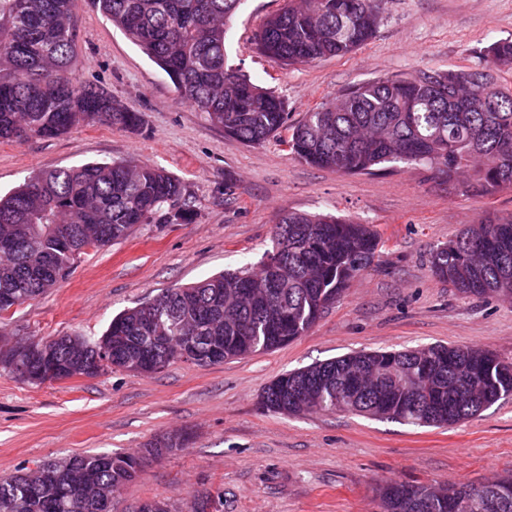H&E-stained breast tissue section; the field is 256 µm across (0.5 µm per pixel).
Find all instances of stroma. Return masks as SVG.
Masks as SVG:
<instances>
[{"mask_svg": "<svg viewBox=\"0 0 512 512\" xmlns=\"http://www.w3.org/2000/svg\"><path fill=\"white\" fill-rule=\"evenodd\" d=\"M287 4L245 0L233 21L229 65L276 91L289 112L280 136L246 145L197 112L88 0H73L76 77L143 112L144 124L0 142V193L55 168L126 161L177 178L195 217L145 224L86 252L58 288L0 317V336L97 339L126 308L257 263L288 212L370 225L381 240L373 264L305 335L273 351L37 386L0 370V477L72 454H135L176 431L184 445L145 461L113 495L112 512L151 500L171 512H382L377 489L390 480L480 485L512 474V396L442 428L344 411L283 415L259 404L281 374L354 351L441 344L512 359V299L459 294L430 269L436 246L465 228L512 219V188L485 194L401 163L349 176L299 161L286 144L306 112L354 84L480 66L486 47L512 38V0H381L366 46L290 67L255 44L263 22Z\"/></svg>", "mask_w": 512, "mask_h": 512, "instance_id": "35a3bbf8", "label": "stroma"}]
</instances>
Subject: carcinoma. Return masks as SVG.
<instances>
[{"mask_svg": "<svg viewBox=\"0 0 512 512\" xmlns=\"http://www.w3.org/2000/svg\"><path fill=\"white\" fill-rule=\"evenodd\" d=\"M244 0H89L164 71L183 97L224 132L262 144L288 123L285 101L227 64L226 41ZM72 0H0V141L55 138L83 124L135 130L142 113L107 89L73 74L76 28ZM379 23L378 0H301L269 18L256 34L259 51L288 65L343 57L366 45ZM512 68V39L489 45L480 68L421 71L377 77L347 88L337 103L306 113L293 128L290 149L304 163L347 175L369 174L387 163L436 167L450 179L486 194L512 187V90L493 70ZM470 86L494 99L496 111L460 112L452 94ZM182 184L166 172L123 162H88L38 174L0 196V314L34 301L63 282L85 250L72 234L80 227L89 247L130 236L142 224L192 220ZM377 234L366 224L324 214L286 213L272 247L254 269L224 272L128 308L95 340L57 337L66 368L104 343L131 352L149 336H220L221 361L271 351L307 332L344 293L354 275L374 260ZM431 271L466 295H512V219L490 220L436 248ZM433 380L420 375L426 349L374 351L367 367L393 369L400 385L367 391L361 415L414 426H453L512 395V361L481 347L437 345ZM361 352L287 372L265 388L264 407L286 413L283 382L313 387L331 368L345 378L304 402V410L334 413L349 406L347 378ZM11 351L0 365L32 383ZM430 400L446 414L425 420L413 405ZM137 455L75 454V481L90 495L110 496L135 477ZM402 486L429 502L423 512H512V475L480 487L446 489L390 481L383 500ZM0 512H89L85 500L45 484L27 470L0 478Z\"/></svg>", "mask_w": 512, "mask_h": 512, "instance_id": "obj_1", "label": "carcinoma"}]
</instances>
